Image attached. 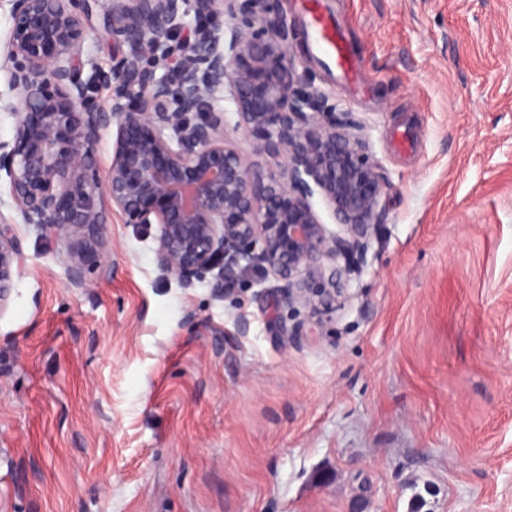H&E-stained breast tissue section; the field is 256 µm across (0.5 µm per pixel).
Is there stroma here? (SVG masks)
<instances>
[{
	"label": "stroma",
	"instance_id": "stroma-1",
	"mask_svg": "<svg viewBox=\"0 0 512 512\" xmlns=\"http://www.w3.org/2000/svg\"><path fill=\"white\" fill-rule=\"evenodd\" d=\"M366 82L273 0L295 69L389 186L319 334L281 283L161 275L104 203L110 280L16 223L0 310V512H512V0H323ZM224 132L265 158L224 98Z\"/></svg>",
	"mask_w": 512,
	"mask_h": 512
}]
</instances>
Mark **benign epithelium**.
<instances>
[{
    "label": "benign epithelium",
    "mask_w": 512,
    "mask_h": 512,
    "mask_svg": "<svg viewBox=\"0 0 512 512\" xmlns=\"http://www.w3.org/2000/svg\"><path fill=\"white\" fill-rule=\"evenodd\" d=\"M12 27L0 50V110L15 118L0 139V207L66 240L71 288L86 270L112 278L103 198L129 224L157 225V268L184 284L222 288L240 260L283 283L286 302L316 322L333 311L341 281L362 257L387 188L351 112H327L298 86L288 29L270 0H7ZM210 19L189 35V13ZM105 30L129 51L83 76L85 42ZM162 69L165 75L156 76ZM97 87L112 88L105 103ZM267 168L245 164L224 137V90ZM116 126L106 181L94 147ZM319 193L339 231L313 210ZM22 243L0 224V310L19 273Z\"/></svg>",
    "instance_id": "7a95c632"
}]
</instances>
